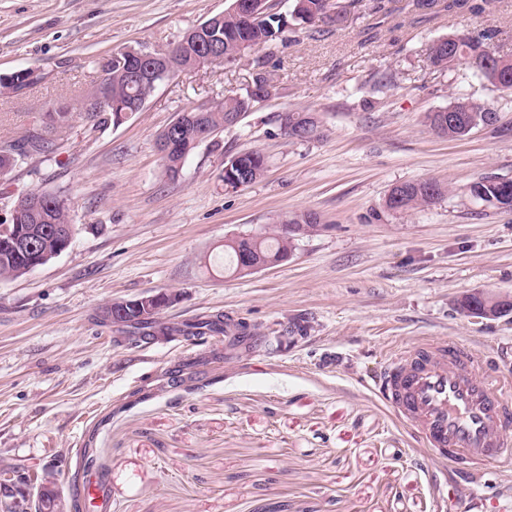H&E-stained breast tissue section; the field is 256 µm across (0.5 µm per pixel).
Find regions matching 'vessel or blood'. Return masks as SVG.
Returning a JSON list of instances; mask_svg holds the SVG:
<instances>
[{
  "instance_id": "vessel-or-blood-1",
  "label": "vessel or blood",
  "mask_w": 512,
  "mask_h": 512,
  "mask_svg": "<svg viewBox=\"0 0 512 512\" xmlns=\"http://www.w3.org/2000/svg\"><path fill=\"white\" fill-rule=\"evenodd\" d=\"M379 391L427 448L464 470L506 467L512 377L490 372L483 356L452 340L398 349Z\"/></svg>"
}]
</instances>
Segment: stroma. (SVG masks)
<instances>
[{
  "label": "stroma",
  "instance_id": "stroma-1",
  "mask_svg": "<svg viewBox=\"0 0 512 512\" xmlns=\"http://www.w3.org/2000/svg\"><path fill=\"white\" fill-rule=\"evenodd\" d=\"M393 0L384 20L362 11L341 26H293L286 42L234 64H205L158 85L143 111L87 132L82 117L42 154L0 179V223L21 193L68 200L70 246L17 279H0V465H53L73 512H448V495L512 512V468L454 470L381 398L373 378L391 353L451 339L512 373V323L456 312L461 295L512 297V211L466 187L512 181V91L459 65L429 62L453 32H496L512 57V0L485 12L422 13ZM229 0H0V75L40 70L38 84L0 95V141L21 139L42 109L74 103L100 80L95 59L173 47ZM277 92L200 143L178 179L159 134L179 113L245 95L258 69ZM497 121L459 140L428 113L455 98ZM314 113L321 137L284 133L287 112ZM266 158L253 184L224 185V162ZM450 186L408 212L389 189ZM317 231L293 257L236 278L208 257L226 237L258 234L291 213ZM177 293L162 325L221 313L239 337L138 341L100 312L111 301ZM96 481L100 502L83 489Z\"/></svg>",
  "mask_w": 512,
  "mask_h": 512
}]
</instances>
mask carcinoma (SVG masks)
<instances>
[{
    "label": "carcinoma",
    "instance_id": "cac0c4a2",
    "mask_svg": "<svg viewBox=\"0 0 512 512\" xmlns=\"http://www.w3.org/2000/svg\"><path fill=\"white\" fill-rule=\"evenodd\" d=\"M334 4L330 0H291L288 19L299 25L316 26L320 23L339 26L343 23L341 12L333 13ZM285 20L279 11L271 10L261 20L249 22L236 14L224 15V20H217L212 25L211 36L224 44V61L234 63L242 60L258 47H268L284 41ZM496 37L493 30H486L477 36L453 33L437 40L430 49L431 64L439 70H447L459 63L465 64L476 75L504 89L512 90V59L497 55L491 46ZM173 66L182 71L199 65L198 50L195 45L179 42L173 48ZM100 73L98 87L106 88L112 101L125 102L130 92L147 101L157 85L145 83L136 89L129 86L128 71L133 68H147L150 62L138 55V50L131 49L120 60L102 58L95 61ZM42 79L41 74L26 80L19 75L9 79L0 77V94L17 92ZM274 87L270 75L265 71L256 73L253 79V91L244 97L228 96L217 106L202 107L189 112L180 113L175 122L181 127L180 137L174 142V148L162 157L163 169L171 179L179 176L189 154L198 146L196 135L205 132L212 136L218 130L232 126L247 112L250 106L264 99L268 89ZM98 91L88 95L76 104L50 107L42 113L41 124L31 130L15 143L0 146V173L12 170L19 161L40 154L47 144L46 135L70 124L74 114L84 118L89 129L94 131L108 123L114 125L120 121V113L103 107L93 101ZM455 112V122L448 123L439 112L426 116L432 129L450 139L465 136L464 129L472 119H478L489 111L485 105L468 98H457L449 105ZM225 164L239 166L247 170L248 183L259 180L265 172V158L259 151H248L230 157ZM448 192V188L436 181L423 180L405 182L397 189V194L385 200V207L390 211H405L419 206H427ZM468 196L482 205L503 210H512V181L500 180L485 176L467 188ZM43 203L36 211L21 208L14 210L11 223L0 224V240L10 239L19 227L36 224L42 230L43 243L54 249V229L59 224L69 223L67 199L57 193L42 192ZM297 238H288L276 228L264 233L244 236L238 241L224 245L222 255L210 263L212 270L229 277L243 278L247 276L245 259L255 264L277 263L296 250ZM29 272L28 263L20 255L7 248H0V278L14 279ZM124 325L136 330L140 336H168L174 332L186 336H199L205 329L210 334L222 335L225 332L224 316L216 315L197 323H188L182 328L161 327L156 320L146 321L128 318Z\"/></svg>",
    "mask_w": 512,
    "mask_h": 512
}]
</instances>
